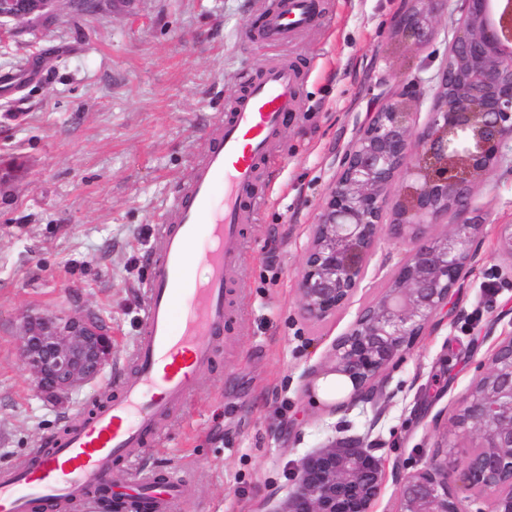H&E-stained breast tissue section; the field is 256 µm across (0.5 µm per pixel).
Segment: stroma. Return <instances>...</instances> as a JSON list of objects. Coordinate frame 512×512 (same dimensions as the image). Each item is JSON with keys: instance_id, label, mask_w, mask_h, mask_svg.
<instances>
[{"instance_id": "obj_1", "label": "stroma", "mask_w": 512, "mask_h": 512, "mask_svg": "<svg viewBox=\"0 0 512 512\" xmlns=\"http://www.w3.org/2000/svg\"><path fill=\"white\" fill-rule=\"evenodd\" d=\"M270 0H136L0 47V465L45 447L133 368L158 227L207 132L246 76L271 60L246 35ZM400 0H326L325 26L293 48L306 68L301 110L285 127L246 224L244 272L213 367L153 443L116 462L113 488L148 471L180 473L177 512H272L308 453L362 441L386 469L375 512L424 469L452 415L512 335V271L497 229L512 224V164L474 192L484 221L472 273L372 400L345 404L322 371L337 336L386 286L407 248L381 238L351 304L322 322L301 312L299 280L338 157L357 125L404 80L430 81L460 17L436 18L432 43L392 30ZM92 314L112 333L98 378L59 401L38 393L19 354L23 314Z\"/></svg>"}]
</instances>
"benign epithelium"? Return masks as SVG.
I'll return each mask as SVG.
<instances>
[{
    "mask_svg": "<svg viewBox=\"0 0 512 512\" xmlns=\"http://www.w3.org/2000/svg\"><path fill=\"white\" fill-rule=\"evenodd\" d=\"M461 19L436 75L423 125L411 107L422 84L402 83L362 125L343 154L314 224L300 279L302 314L320 322L346 308L364 281L382 235L408 246L386 288L336 337L324 373L352 401L374 397L393 361L413 348L431 319L472 269L482 224L470 218L475 187L512 152V0H456ZM62 0H0V28L36 34L55 24ZM448 0H401L393 29L429 44ZM453 218L442 233L435 227ZM499 250L512 270V225H499ZM112 354L99 319L23 315L20 356L37 389L58 399L95 380ZM477 441L456 463L440 446L423 470L402 478L395 512H512V337L500 341L488 369L453 417ZM384 482L371 449L334 441L297 464L293 489L275 512H373Z\"/></svg>",
    "mask_w": 512,
    "mask_h": 512,
    "instance_id": "benign-epithelium-1",
    "label": "benign epithelium"
}]
</instances>
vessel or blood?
Instances as JSON below:
<instances>
[{"instance_id":"obj_1","label":"vessel or blood","mask_w":512,"mask_h":512,"mask_svg":"<svg viewBox=\"0 0 512 512\" xmlns=\"http://www.w3.org/2000/svg\"><path fill=\"white\" fill-rule=\"evenodd\" d=\"M323 19L322 0H274L253 26L282 55L248 78L225 107L208 151L192 162L159 226L134 370L111 399L70 419L49 447L0 468V512H63L95 503L112 490L114 461L151 443L161 422L192 396L224 334L225 289L243 270V224L259 198V173L301 108L303 73L283 52ZM199 251L207 265L201 279L188 272ZM134 487L146 512H176L184 481L174 473L158 486L140 475Z\"/></svg>"}]
</instances>
